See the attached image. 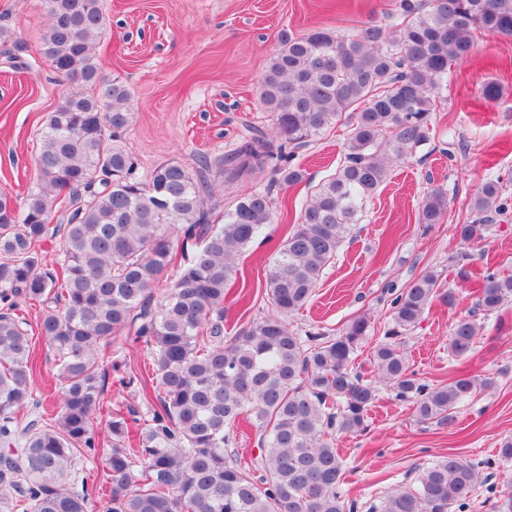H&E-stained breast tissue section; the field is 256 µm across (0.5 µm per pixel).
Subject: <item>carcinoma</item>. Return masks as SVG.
Here are the masks:
<instances>
[{
    "instance_id": "1",
    "label": "carcinoma",
    "mask_w": 512,
    "mask_h": 512,
    "mask_svg": "<svg viewBox=\"0 0 512 512\" xmlns=\"http://www.w3.org/2000/svg\"><path fill=\"white\" fill-rule=\"evenodd\" d=\"M41 59L69 82L39 133L37 179L22 203L0 193V299L40 307L39 331L54 352L58 398L45 404L33 379L34 346L17 304L0 309V512H87L79 465L95 460L94 418L103 410L112 337L128 328L152 361L143 390L157 409L129 429L134 409L108 413L105 512H459L481 482L479 465L450 453L419 470L408 485L370 505L341 492L346 467L336 434L365 429L374 381L409 401L424 424H451L458 405L494 388L491 378L458 375L419 382L402 339L421 323L441 291L426 271L391 300L385 341L372 356L375 379L354 372L371 317L353 318L336 336H302L290 317L309 302L324 270L389 166L430 143L432 116L452 62L471 54L477 33L512 43V0H398L389 27L351 33L315 28L281 40L259 86L273 137L246 124L233 147L196 163L164 161L139 172L117 139L132 121L131 94L109 80L96 47L105 0H44ZM347 116L344 160L313 186L297 223L268 268L271 314L224 335V299L241 271L238 257L274 221L271 188L296 186L306 171L298 149ZM262 172L268 189L240 196L212 229V179ZM448 192L429 189L418 207L436 224ZM512 210L503 179L486 180L460 242L486 236ZM63 221L52 225L56 213ZM183 234L175 249L172 234ZM59 240L51 268L46 242ZM200 244L188 251L187 244ZM183 268L155 307V285ZM512 303V276L486 267L475 309L452 324L449 351L464 358L480 335L476 316L499 317ZM249 419L261 455L245 466L229 429Z\"/></svg>"
}]
</instances>
